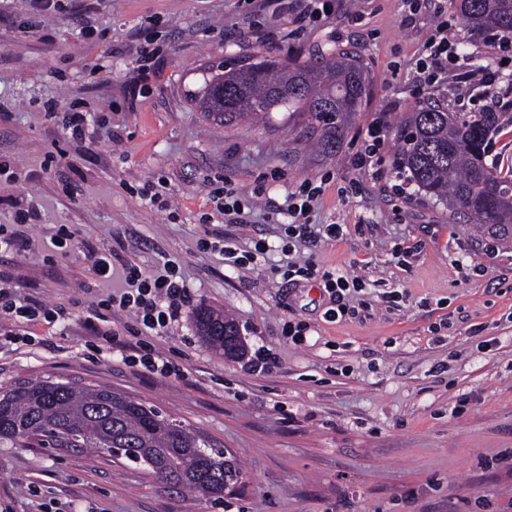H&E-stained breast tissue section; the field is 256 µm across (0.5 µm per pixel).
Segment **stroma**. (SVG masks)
<instances>
[{"label":"stroma","mask_w":512,"mask_h":512,"mask_svg":"<svg viewBox=\"0 0 512 512\" xmlns=\"http://www.w3.org/2000/svg\"><path fill=\"white\" fill-rule=\"evenodd\" d=\"M467 89L453 80L429 98L449 112L489 100L482 66L501 70L512 113V46L462 23L442 0ZM271 0H0V224L32 210L25 250L0 253L18 294L70 307L69 319L0 335V385L53 380L135 398L229 451L244 481L201 498L122 458L0 442V512H512V247L420 195L395 166L400 129L419 107L415 62L434 12L404 0H339L316 22ZM161 72L143 79L139 58ZM360 56L370 93L334 124L303 112L250 122L195 107L208 65L254 57L321 61ZM59 112H91L90 140L68 139ZM386 122L384 178L354 170L369 126ZM320 186L311 216L339 238L298 243L272 210L303 182ZM233 189L245 222L215 214ZM75 232L53 250L60 225ZM271 250L234 269L201 240ZM115 252L142 269L179 263L194 303L231 313L248 351L277 355L249 372L204 344L192 314L165 336H141L113 316L118 343L90 335L82 317L109 290L92 265ZM363 277L351 315L332 319L321 281L290 284L287 260ZM310 329L304 344L282 334ZM148 346L181 369L152 374L126 360Z\"/></svg>","instance_id":"stroma-1"}]
</instances>
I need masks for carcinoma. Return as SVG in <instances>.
I'll return each instance as SVG.
<instances>
[{"label": "carcinoma", "instance_id": "carcinoma-1", "mask_svg": "<svg viewBox=\"0 0 512 512\" xmlns=\"http://www.w3.org/2000/svg\"><path fill=\"white\" fill-rule=\"evenodd\" d=\"M463 23L500 34L512 32V0H459ZM195 95L203 112L263 118L282 108L316 121L358 111L369 91L360 57L341 52L323 64L259 56L239 67L211 65ZM508 112H446L429 105L405 121L396 167L423 196L463 214L506 244L512 242V164L487 165L479 147L504 125ZM201 338L233 359L224 327L234 319L209 306L195 311ZM0 440L50 448L92 449L142 465L157 457L166 480L203 496L224 495V449L190 426L171 420L134 398L101 388L49 380L0 387Z\"/></svg>", "mask_w": 512, "mask_h": 512}]
</instances>
